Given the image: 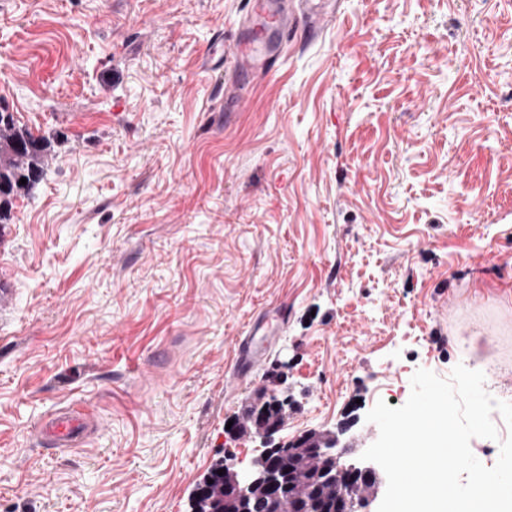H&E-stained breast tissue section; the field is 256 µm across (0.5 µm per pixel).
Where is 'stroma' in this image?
I'll list each match as a JSON object with an SVG mask.
<instances>
[{
  "mask_svg": "<svg viewBox=\"0 0 512 512\" xmlns=\"http://www.w3.org/2000/svg\"><path fill=\"white\" fill-rule=\"evenodd\" d=\"M244 2L0 0V112L49 144L0 212V512H190L273 385L278 440L361 451L418 369L512 397V0H336L227 118ZM82 406L80 444L37 432ZM262 330L261 325L255 322L247 336H243L235 346L234 373L237 376L248 375L267 356L273 346L274 336L271 332Z\"/></svg>",
  "mask_w": 512,
  "mask_h": 512,
  "instance_id": "1",
  "label": "stroma"
}]
</instances>
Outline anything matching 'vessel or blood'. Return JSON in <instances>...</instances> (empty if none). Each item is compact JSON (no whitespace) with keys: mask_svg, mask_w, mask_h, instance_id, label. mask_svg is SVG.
Here are the masks:
<instances>
[{"mask_svg":"<svg viewBox=\"0 0 512 512\" xmlns=\"http://www.w3.org/2000/svg\"><path fill=\"white\" fill-rule=\"evenodd\" d=\"M301 16L305 17L306 29L311 34L336 19L332 10L302 11L300 0H249L246 18L251 26L247 35L237 39L229 49L220 38L211 44L208 58L213 62V70H223L225 57L233 59L232 72L219 89L225 105L237 107L244 104L253 89L254 79L277 70L279 55L269 51L267 45L274 40L287 42ZM272 346V334L262 331L260 324H253L247 336L235 346V374L248 375L266 358ZM86 420V414L63 410L41 422L39 431L52 445L67 448L83 437Z\"/></svg>","mask_w":512,"mask_h":512,"instance_id":"1","label":"vessel or blood"}]
</instances>
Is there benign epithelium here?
I'll return each instance as SVG.
<instances>
[{"label":"benign epithelium","mask_w":512,"mask_h":512,"mask_svg":"<svg viewBox=\"0 0 512 512\" xmlns=\"http://www.w3.org/2000/svg\"><path fill=\"white\" fill-rule=\"evenodd\" d=\"M263 397L266 402L251 412L245 427L262 438L264 449L245 468L233 460L223 464L224 499L234 502L237 512H251L253 499L262 492L269 496L267 512H306L292 489L315 463L318 482L336 494L333 504L318 512H368L382 484L378 469L363 460H341L334 433L313 432L289 444L273 443L280 424L268 423L267 414L274 410L285 416V402L272 388L264 389Z\"/></svg>","instance_id":"benign-epithelium-1"}]
</instances>
